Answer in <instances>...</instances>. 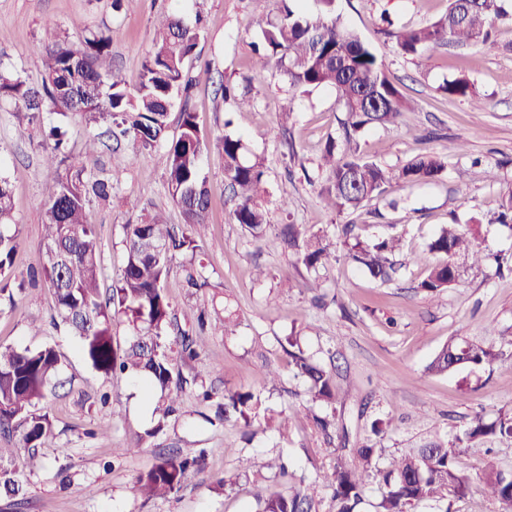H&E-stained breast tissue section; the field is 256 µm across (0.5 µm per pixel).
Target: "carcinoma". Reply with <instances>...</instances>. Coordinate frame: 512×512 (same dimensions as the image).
Returning a JSON list of instances; mask_svg holds the SVG:
<instances>
[{
	"instance_id": "carcinoma-1",
	"label": "carcinoma",
	"mask_w": 512,
	"mask_h": 512,
	"mask_svg": "<svg viewBox=\"0 0 512 512\" xmlns=\"http://www.w3.org/2000/svg\"><path fill=\"white\" fill-rule=\"evenodd\" d=\"M277 17L261 30L255 44V65L264 71L274 62L290 87H330L345 112V148L329 141L318 168L327 180L321 189L324 201L339 213L356 211L366 201L386 192L394 179L409 185L440 178L446 169L441 156L426 152L417 155L394 172L364 157L357 137L372 125H392L411 102L388 76L374 50L358 34L333 15L334 0H317L323 9L310 13L281 0ZM509 16L504 0H448V11L435 22L391 33L397 50L416 55L430 46L480 44L491 48L488 27L495 19ZM201 16L187 23L177 15H163L155 23L153 49L145 57L139 81L130 87L110 70V39L99 33L83 38L76 46L66 39L57 41L42 58L41 88L34 89L19 75L0 70V103L14 111L64 115L76 112L88 123L106 125L104 135L121 144L129 140L135 151L134 162L142 153L162 145L166 148L167 186L181 209L184 224H169L160 215L147 216L137 224L123 226L125 262L121 277L108 297H103L99 281L100 249L90 217L91 197L106 199L112 193L108 181L87 172L81 158L64 151L58 127L50 129L53 146L45 151L48 167L65 166L48 197L44 220V258L33 280L53 291L58 317L75 336L82 351L96 370L110 374H143L160 390L156 411L161 414L152 433L161 431L175 404L193 386L205 401L215 396L205 382L184 378L181 363L199 356V337L229 332L232 320L209 316L201 311L187 329L176 328V315L164 283L177 256L195 254L209 224V190L202 176L200 160L206 140L188 102L193 79L184 70V61L198 45ZM449 96L470 98L468 80L458 78L441 86ZM224 102L244 108L250 100L236 94L234 86H221ZM182 101L180 132L167 137L168 117L175 97ZM224 158V178L237 198L233 211L236 223L255 236L268 224V210L259 200L264 171L263 159L248 152L241 138L226 134L216 144ZM9 183L0 177V275L13 264L18 248ZM281 240L306 267H325L337 261L336 249L317 239L304 244L294 224H285ZM396 236L383 238L371 246L354 244L349 258L373 279L391 280L395 272L390 256L399 248ZM428 250L439 256L420 288L434 293L455 281L458 270L454 258L468 253L474 262L482 260L475 241L454 225L443 227ZM125 318L133 336L120 342L114 334L115 319ZM292 350L289 365L296 377L306 383L308 401L325 409L315 417L320 430L328 435L336 429V384L329 371L301 351ZM499 358L492 342L450 341L427 365L432 374H444L464 361L474 366L491 365ZM63 354L54 346L37 350L0 345V437L17 434L24 446L37 448L52 433L49 416L41 412L47 393L61 385ZM260 399L250 391H224V421L244 428L253 425ZM512 438V413L486 422L476 417L456 438L453 446L432 441L403 454L390 469L373 463L375 448L364 444L357 450L359 463L348 465L341 458L323 481L331 488L337 512H359L362 490L374 479L383 489L378 512H410L418 503L437 501L452 491L464 495L471 485L463 449L484 440ZM193 457L171 456L160 459L133 481V494L147 499L166 498L179 492L188 470L202 461ZM485 494L512 506V473L492 462L478 475ZM310 497L301 491L267 497L259 512H309Z\"/></svg>"
}]
</instances>
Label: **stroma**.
Returning a JSON list of instances; mask_svg holds the SVG:
<instances>
[{"instance_id": "stroma-1", "label": "stroma", "mask_w": 512, "mask_h": 512, "mask_svg": "<svg viewBox=\"0 0 512 512\" xmlns=\"http://www.w3.org/2000/svg\"><path fill=\"white\" fill-rule=\"evenodd\" d=\"M278 0H0V65L30 85L42 81L41 55L56 40L77 43L103 32L111 39L112 66L129 84L139 80L153 47L154 17L203 13L206 23L196 54L186 66L197 86L190 107L209 148L202 174L210 191V227L201 246L206 288H187L181 266L166 281L178 324L197 306L232 317L227 335L203 339L200 356L181 368L202 376L217 391L259 394L260 417L250 432L217 420L214 407L185 395L163 432L145 437L154 423V401L138 377L107 376L86 361L78 339L55 323L48 288L27 286L43 256L42 224L56 169L43 162V120L19 119L0 106V177L13 195L18 253L9 278L0 281V343L16 348L56 346L64 355L63 387L43 407L53 432L42 447L15 448L19 496L0 491V512H257L274 493L301 490L311 512H336L321 480L337 457L356 463V448L372 444L379 468L421 443L454 442L475 416L495 419L512 411V223L496 217L512 193V22L492 27L496 48L430 47L417 55L396 51L385 35L445 15L448 0H335L334 13L382 58L391 78L414 105L392 126H375L358 138L361 153L396 170L424 151L444 156L447 168L434 181L392 182L379 198L355 213L328 209L320 196L319 156L329 139L343 141L345 115L330 88L292 89L277 66L256 71L250 44L258 40ZM470 81L482 110L471 100L444 95L443 83ZM231 82L250 97V107L228 112L219 87ZM243 137L264 160L265 206L271 221L263 237L236 224L215 143L224 133ZM166 151H149L136 165L108 150L87 160L88 171L109 179L112 195L93 200L91 218L101 242L100 283L111 291L123 266V227L142 213L163 212L182 223L168 192ZM141 202L139 210L128 207ZM354 224L360 241L374 244L398 235L391 282L374 280L346 258L341 237ZM280 224L297 225L302 239L333 243L332 267L308 270L276 237ZM455 224L471 233L486 256L482 266L456 259L458 277L437 293L421 289L427 246L436 231ZM298 339L306 355L332 370L340 429L326 442L305 410V385L295 378L283 347ZM493 336L501 359L491 366H461L445 375L427 364L450 340ZM109 403H101L102 394ZM388 421L385 433L371 431ZM204 450L180 492L165 500L134 497L135 477L158 457ZM287 463V477L277 466ZM415 512H512L489 499L480 486L466 495L424 502Z\"/></svg>"}]
</instances>
